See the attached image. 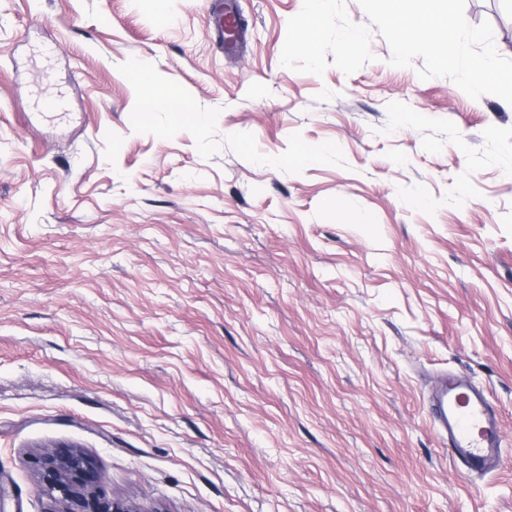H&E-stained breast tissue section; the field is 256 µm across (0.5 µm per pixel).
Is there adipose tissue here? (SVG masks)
<instances>
[{
  "mask_svg": "<svg viewBox=\"0 0 512 512\" xmlns=\"http://www.w3.org/2000/svg\"><path fill=\"white\" fill-rule=\"evenodd\" d=\"M395 9L408 17L397 36L398 47L420 44L432 52L442 66L463 63L475 77L489 84L501 97L512 100V76L502 73L491 59L462 58L451 38L464 20L450 0H392Z\"/></svg>",
  "mask_w": 512,
  "mask_h": 512,
  "instance_id": "adipose-tissue-1",
  "label": "adipose tissue"
}]
</instances>
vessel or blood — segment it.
<instances>
[{
	"label": "vessel or blood",
	"instance_id": "b4317fda",
	"mask_svg": "<svg viewBox=\"0 0 512 512\" xmlns=\"http://www.w3.org/2000/svg\"><path fill=\"white\" fill-rule=\"evenodd\" d=\"M216 35L224 36L227 52L243 44V28L232 0H216L211 13ZM434 429L448 445V457L466 474L492 470L502 453L500 416L485 391L468 378L444 373L438 376L429 399Z\"/></svg>",
	"mask_w": 512,
	"mask_h": 512
}]
</instances>
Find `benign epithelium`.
<instances>
[{
	"mask_svg": "<svg viewBox=\"0 0 512 512\" xmlns=\"http://www.w3.org/2000/svg\"><path fill=\"white\" fill-rule=\"evenodd\" d=\"M48 494L61 504L59 512H138L98 486L93 461L76 448H56L36 458Z\"/></svg>",
	"mask_w": 512,
	"mask_h": 512,
	"instance_id": "obj_1",
	"label": "benign epithelium"
}]
</instances>
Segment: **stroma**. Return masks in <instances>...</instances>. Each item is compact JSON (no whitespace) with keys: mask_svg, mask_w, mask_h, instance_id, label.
Segmentation results:
<instances>
[{"mask_svg":"<svg viewBox=\"0 0 512 512\" xmlns=\"http://www.w3.org/2000/svg\"><path fill=\"white\" fill-rule=\"evenodd\" d=\"M236 5L230 58L210 0H0V512H50L63 445L137 512H512V104L395 54L387 0H328L312 56L308 0ZM453 7L512 73V0ZM443 371L501 414L484 477ZM311 13L309 19L302 21L296 30V38L291 42L292 47L301 49L309 54H314L316 43L314 37L313 21L318 19L327 5L326 0H310ZM141 86L148 111L178 110L188 112V106L182 93L174 87L158 84L152 74L147 73L143 77ZM434 429L448 444V457L469 475L492 470L502 453L500 416L485 391L468 378L444 373L429 398Z\"/></svg>","mask_w":512,"mask_h":512,"instance_id":"stroma-1","label":"stroma"}]
</instances>
